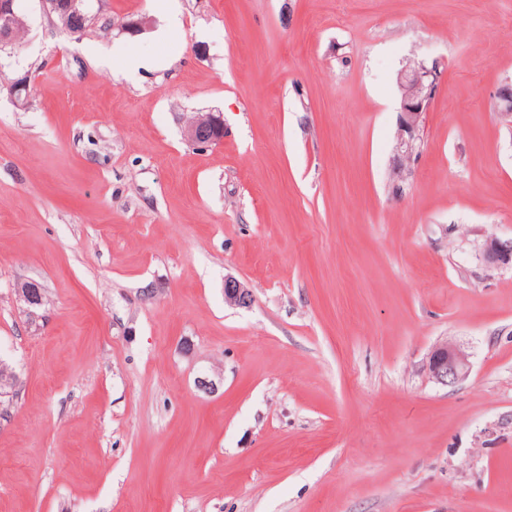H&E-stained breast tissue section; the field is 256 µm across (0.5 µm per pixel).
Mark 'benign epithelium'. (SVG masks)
<instances>
[{
	"instance_id": "1",
	"label": "benign epithelium",
	"mask_w": 512,
	"mask_h": 512,
	"mask_svg": "<svg viewBox=\"0 0 512 512\" xmlns=\"http://www.w3.org/2000/svg\"><path fill=\"white\" fill-rule=\"evenodd\" d=\"M42 3L55 24L76 34L70 22L69 9L63 7L59 0H42ZM21 26L22 22L14 9V0H0V31L7 34L6 41H13ZM439 78V66L435 63L406 65L397 73V134L391 157V194L394 197L402 196L404 184L413 175V163L422 138V124L436 95ZM496 106L498 116L512 128V84L498 89ZM217 136L224 137V124L221 116L214 113L192 119L185 128L187 140L199 147L211 145ZM481 259L492 269L512 267V239L487 238L481 247ZM18 294L31 310H38L45 305V294L34 282L22 284ZM224 302L237 308H249L254 303V295L240 280L227 276L224 278ZM427 371L437 383L451 386L467 377L469 363L459 347L444 343L431 351Z\"/></svg>"
}]
</instances>
